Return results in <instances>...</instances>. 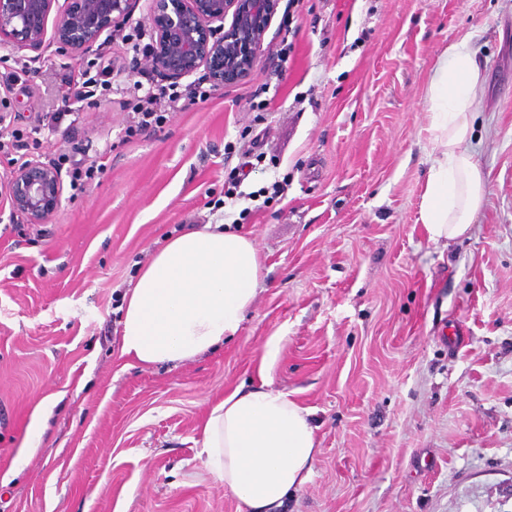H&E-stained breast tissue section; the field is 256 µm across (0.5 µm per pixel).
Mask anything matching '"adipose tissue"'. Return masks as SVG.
I'll return each instance as SVG.
<instances>
[{
	"label": "adipose tissue",
	"instance_id": "ef3b65f1",
	"mask_svg": "<svg viewBox=\"0 0 512 512\" xmlns=\"http://www.w3.org/2000/svg\"><path fill=\"white\" fill-rule=\"evenodd\" d=\"M483 70L467 42L448 46L430 81L432 151L420 217L429 240L467 233L485 202L486 175L472 148ZM261 261L247 234L205 228L167 238L125 296L119 355L139 363L191 360L238 334L260 286ZM200 456L239 512H280L313 473L311 411L261 383L215 403Z\"/></svg>",
	"mask_w": 512,
	"mask_h": 512
}]
</instances>
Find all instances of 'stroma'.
<instances>
[{
    "label": "stroma",
    "instance_id": "1",
    "mask_svg": "<svg viewBox=\"0 0 512 512\" xmlns=\"http://www.w3.org/2000/svg\"><path fill=\"white\" fill-rule=\"evenodd\" d=\"M463 40L485 64L472 146L486 202L466 235L434 243L419 216L426 97ZM266 42L249 78L131 142L120 88L164 79L119 39L27 63L0 51V74L26 67L12 122L40 129L38 149L0 152V179L63 150L104 166L51 223L0 217V512H238L201 430L225 392L264 381L311 410L318 442L288 512H512V0L283 2ZM107 58L106 82L66 98L71 70ZM261 132L265 157L227 206ZM276 181L283 197L263 202ZM193 224L233 225L259 251L240 333L184 363L119 358L125 293L157 241Z\"/></svg>",
    "mask_w": 512,
    "mask_h": 512
}]
</instances>
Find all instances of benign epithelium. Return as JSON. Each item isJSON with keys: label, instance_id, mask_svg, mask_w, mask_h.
<instances>
[{"label": "benign epithelium", "instance_id": "1", "mask_svg": "<svg viewBox=\"0 0 512 512\" xmlns=\"http://www.w3.org/2000/svg\"><path fill=\"white\" fill-rule=\"evenodd\" d=\"M153 37L150 67L181 80L203 69L222 88L250 77L265 53L264 41L281 0H146ZM138 0H0V48L18 55L55 45L87 55L129 23ZM230 25H224L226 18ZM54 166L31 159L14 168L0 187L10 212L46 224L63 199Z\"/></svg>", "mask_w": 512, "mask_h": 512}]
</instances>
